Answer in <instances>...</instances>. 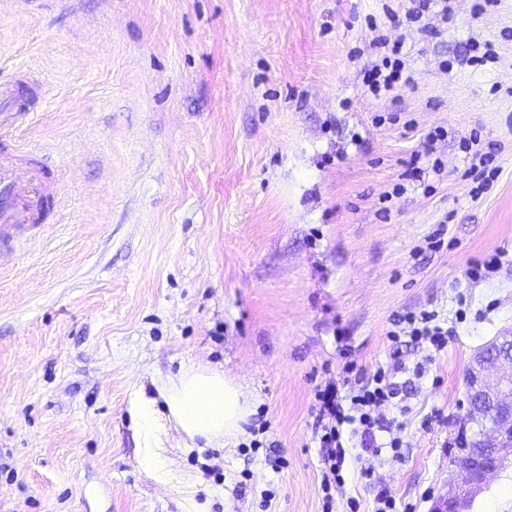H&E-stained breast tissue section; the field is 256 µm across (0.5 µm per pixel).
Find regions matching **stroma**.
Wrapping results in <instances>:
<instances>
[{
  "label": "stroma",
  "mask_w": 512,
  "mask_h": 512,
  "mask_svg": "<svg viewBox=\"0 0 512 512\" xmlns=\"http://www.w3.org/2000/svg\"><path fill=\"white\" fill-rule=\"evenodd\" d=\"M475 2L431 5V38L392 21L401 0H0V81L45 79L24 140L64 178L56 225L0 273V512H374L384 486L430 512L466 370L512 329V0ZM374 23L404 41L388 96L364 83ZM472 134L499 168L478 195ZM424 310L455 334L401 345L399 452L378 435L374 478L348 459L323 493L319 390L391 369L393 318ZM193 362L252 412L223 448L169 430L160 484L128 403ZM470 512H512V465Z\"/></svg>",
  "instance_id": "1"
}]
</instances>
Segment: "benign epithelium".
I'll return each instance as SVG.
<instances>
[{
    "instance_id": "7a95c632",
    "label": "benign epithelium",
    "mask_w": 512,
    "mask_h": 512,
    "mask_svg": "<svg viewBox=\"0 0 512 512\" xmlns=\"http://www.w3.org/2000/svg\"><path fill=\"white\" fill-rule=\"evenodd\" d=\"M489 356L481 351L466 377L468 412L486 409L497 418L494 428L478 438L470 427L458 430L454 457L460 472L448 493L436 498L431 512H469L472 500L484 489L490 474L501 469L512 453V329L503 331Z\"/></svg>"
}]
</instances>
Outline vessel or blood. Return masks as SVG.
I'll use <instances>...</instances> for the list:
<instances>
[{"mask_svg":"<svg viewBox=\"0 0 512 512\" xmlns=\"http://www.w3.org/2000/svg\"><path fill=\"white\" fill-rule=\"evenodd\" d=\"M22 87L38 99L46 94L43 82L27 74L16 83H0V143H13L24 121L33 117L18 93ZM25 155L19 147L0 155V254L13 250L21 239L37 237L62 204L58 185L25 163Z\"/></svg>","mask_w":512,"mask_h":512,"instance_id":"vessel-or-blood-1","label":"vessel or blood"}]
</instances>
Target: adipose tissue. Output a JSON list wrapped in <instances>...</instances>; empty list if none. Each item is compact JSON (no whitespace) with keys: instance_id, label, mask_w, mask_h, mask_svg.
I'll use <instances>...</instances> for the list:
<instances>
[{"instance_id":"ef3b65f1","label":"adipose tissue","mask_w":512,"mask_h":512,"mask_svg":"<svg viewBox=\"0 0 512 512\" xmlns=\"http://www.w3.org/2000/svg\"><path fill=\"white\" fill-rule=\"evenodd\" d=\"M250 411L246 390L223 370L188 364L176 376L159 380L155 395L136 393L129 402L132 425L144 435L140 465L168 482L165 437L175 428L188 448H220L235 439Z\"/></svg>"}]
</instances>
